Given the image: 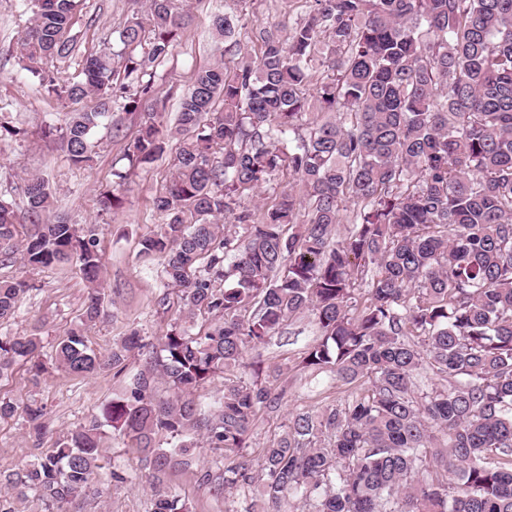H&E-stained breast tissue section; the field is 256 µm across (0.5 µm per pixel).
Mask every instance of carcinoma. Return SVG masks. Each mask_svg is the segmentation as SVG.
<instances>
[{"instance_id":"carcinoma-1","label":"carcinoma","mask_w":512,"mask_h":512,"mask_svg":"<svg viewBox=\"0 0 512 512\" xmlns=\"http://www.w3.org/2000/svg\"><path fill=\"white\" fill-rule=\"evenodd\" d=\"M242 2L225 0L218 26L243 30L258 55L193 74L174 173L154 201L164 222L139 240L141 255L162 260L185 316L102 416L36 462L0 471V487L67 512L96 482L109 426L139 451L154 512H187L164 486L194 455L185 438L226 453L246 447L258 415L276 412L286 391L231 375L248 350L310 312L321 337L300 364L358 389L289 413L262 451L253 512H298L303 500L315 512H512V0H305L289 29L246 17ZM79 6L19 0L28 18L16 53L47 95L97 99L45 129L72 164L91 160L93 132L112 113L138 124L123 148L128 166L112 169V188L99 194L106 214L122 204L130 170L165 152L148 110L157 68L181 40L184 5L145 0L81 60L71 36ZM313 63L332 75L312 89ZM61 64L82 78L63 79ZM24 195L34 232L15 243L14 210L1 200L0 256L20 247L33 270L74 262L89 288L54 367L121 373L144 344L135 330L106 353L89 344L87 330L105 315L97 240L48 218L43 178L25 179ZM249 196L259 199L252 208ZM28 289L23 277L0 279L1 321ZM198 316L213 322L195 333ZM39 351L34 335L0 337V377L26 360L39 378ZM425 365L448 385L416 392ZM218 374L222 394L197 404L193 392ZM159 382L169 396L157 395ZM16 415L35 438L45 434L43 406L0 399V419ZM202 478L226 491L253 481L218 459Z\"/></svg>"}]
</instances>
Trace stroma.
<instances>
[{"mask_svg":"<svg viewBox=\"0 0 512 512\" xmlns=\"http://www.w3.org/2000/svg\"><path fill=\"white\" fill-rule=\"evenodd\" d=\"M131 8V0H86L74 29L78 56L99 52L102 36L120 30ZM242 8L251 19L289 27L303 13L304 2L244 0ZM223 11L224 0H190L182 39L158 69L155 121L162 131L173 127L180 98L194 71L216 63L219 48L227 46V39L213 25L215 16ZM25 26L15 0H0V111L25 131L21 139L0 140V199L12 204L20 233L30 232L23 187L26 176L35 174L47 181L52 191L51 219L95 229L104 287L113 305L109 316L89 330L88 340L93 348L106 352L134 329L142 336L145 347L131 353L124 374H114L109 367L86 379L53 373L36 385L30 381L26 364L17 362L8 376L0 378V398L41 404L46 411V433L38 440L29 435L21 417L0 420L2 471L17 469L44 456L60 436L122 396L130 376L155 356L160 337L180 313L178 292L166 286L161 262L145 260L138 254L140 238L151 234L162 221L154 200L164 192L171 176L177 140L169 139L161 159L131 176L121 208L99 217L98 193L111 185L112 164L137 127L126 119L120 134L100 130L92 160L81 167L72 165L59 143L42 135L45 117L63 119L65 107L39 94L33 77L18 64L16 42ZM21 275L30 288L15 317L0 323V336H38L43 356H50L77 322L87 288L72 263L29 272L23 270L17 257L0 263V279ZM318 335L313 316L305 313L269 336L258 349L247 352L239 377L248 383L272 381L286 391L280 410L259 414L252 428L248 446L241 454L250 466H257L262 449L281 432L293 409L332 405L349 393V386L337 383L331 372L300 365L301 353ZM101 446L103 479L97 492L69 512H153L152 492L135 449L127 447L122 437L109 428L104 431ZM212 457L209 449L198 448L196 462L167 472L166 487L185 501L189 512H248L252 485L241 484L227 493L202 481L203 468Z\"/></svg>","mask_w":512,"mask_h":512,"instance_id":"1","label":"stroma"}]
</instances>
